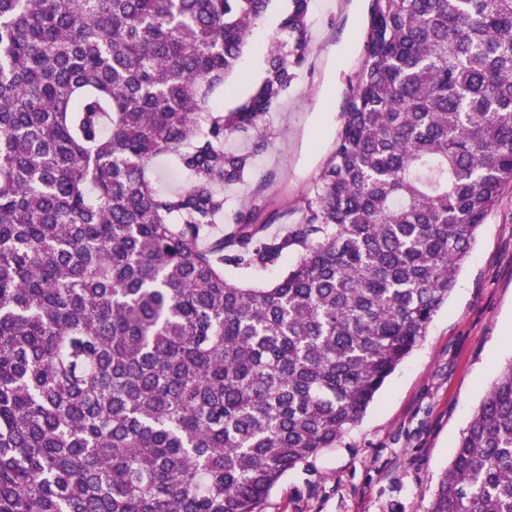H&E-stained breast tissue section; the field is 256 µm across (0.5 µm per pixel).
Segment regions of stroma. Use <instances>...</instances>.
Returning <instances> with one entry per match:
<instances>
[{"instance_id": "obj_1", "label": "stroma", "mask_w": 512, "mask_h": 512, "mask_svg": "<svg viewBox=\"0 0 512 512\" xmlns=\"http://www.w3.org/2000/svg\"><path fill=\"white\" fill-rule=\"evenodd\" d=\"M370 0H311L309 36L314 72H299L269 118L271 144L254 173L225 189L228 209L256 190L292 199L328 156L343 96L359 64ZM262 23L230 73L219 100L230 109L258 85L252 59L271 39ZM512 361V192L482 225L458 272L448 302L423 340L391 375L359 424L313 462L312 475L289 472L271 491L263 512H427L459 436L499 370Z\"/></svg>"}]
</instances>
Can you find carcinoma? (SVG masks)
<instances>
[{
	"instance_id": "cac0c4a2",
	"label": "carcinoma",
	"mask_w": 512,
	"mask_h": 512,
	"mask_svg": "<svg viewBox=\"0 0 512 512\" xmlns=\"http://www.w3.org/2000/svg\"><path fill=\"white\" fill-rule=\"evenodd\" d=\"M270 2L0 0V512H262L360 422L512 190V0H372L307 194L226 214L312 55L290 0L260 86L216 103ZM159 155L187 186H154ZM428 512H512V362ZM286 269V265L253 270L226 268L225 277L236 284L248 286H266L275 281Z\"/></svg>"
}]
</instances>
